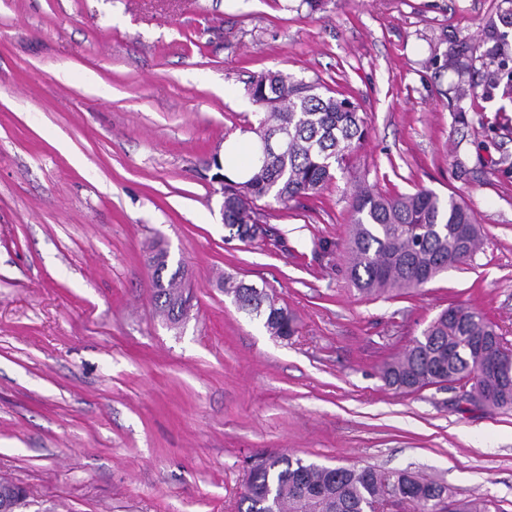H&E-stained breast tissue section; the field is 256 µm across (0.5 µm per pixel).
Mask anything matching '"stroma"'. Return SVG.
I'll use <instances>...</instances> for the list:
<instances>
[{"label":"stroma","mask_w":512,"mask_h":512,"mask_svg":"<svg viewBox=\"0 0 512 512\" xmlns=\"http://www.w3.org/2000/svg\"><path fill=\"white\" fill-rule=\"evenodd\" d=\"M512 0H0V476L21 512H238L251 461L283 453L438 480L512 512V411L471 385L404 393L381 377L449 305L512 344V81L488 25ZM466 44L462 69L444 67ZM320 81L356 103L349 167L266 234L224 225L205 162L255 122L253 75ZM425 187L475 215L470 265L365 297L348 273L357 186ZM182 264L171 324L147 247ZM294 318L280 339L224 275Z\"/></svg>","instance_id":"1"}]
</instances>
